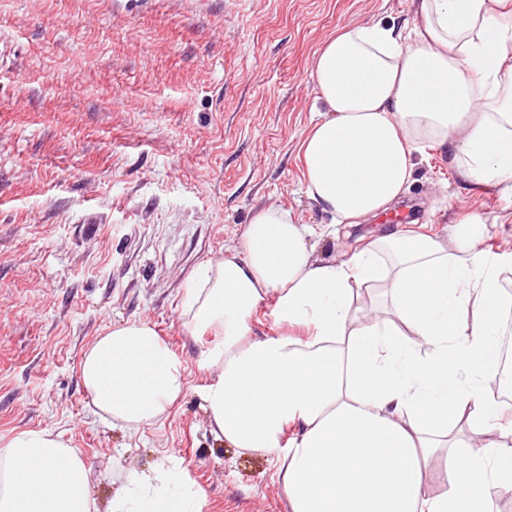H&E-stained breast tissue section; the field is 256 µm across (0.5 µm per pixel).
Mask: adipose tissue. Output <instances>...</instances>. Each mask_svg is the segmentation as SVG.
<instances>
[{"instance_id": "1", "label": "adipose tissue", "mask_w": 512, "mask_h": 512, "mask_svg": "<svg viewBox=\"0 0 512 512\" xmlns=\"http://www.w3.org/2000/svg\"><path fill=\"white\" fill-rule=\"evenodd\" d=\"M413 33L380 22L337 28L310 75L324 112L301 143L307 196L333 223L386 212L424 147L448 153L464 184L512 192V7L507 0H413ZM323 228L257 210L232 257L210 259L186 292L187 327L220 341L203 353L212 434L274 455L289 512H494L512 495V406L499 376L512 258L477 249L482 221L456 218L452 244L392 233L344 261L308 243ZM386 313L364 314L359 288ZM273 298L276 335L252 334ZM94 412L136 431L163 421L186 367L148 322L112 325L84 352ZM467 415L472 439L449 423ZM494 440H487V433ZM448 488L427 493L431 467ZM90 468L48 429L0 445V512H98ZM200 488L166 462L132 473L108 512H202Z\"/></svg>"}]
</instances>
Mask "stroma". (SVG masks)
I'll use <instances>...</instances> for the list:
<instances>
[{
    "mask_svg": "<svg viewBox=\"0 0 512 512\" xmlns=\"http://www.w3.org/2000/svg\"><path fill=\"white\" fill-rule=\"evenodd\" d=\"M414 29L411 0H0V442L49 429L90 468L99 512L134 472L191 469L203 512H288L274 458L211 434L202 352L181 317L197 270L231 256L252 214L331 217L302 190L314 52L336 29ZM312 238L320 260L402 229L512 254V194L464 186L426 150L397 206ZM146 321L186 365L159 423L102 422L79 378L113 324Z\"/></svg>",
    "mask_w": 512,
    "mask_h": 512,
    "instance_id": "obj_1",
    "label": "stroma"
}]
</instances>
